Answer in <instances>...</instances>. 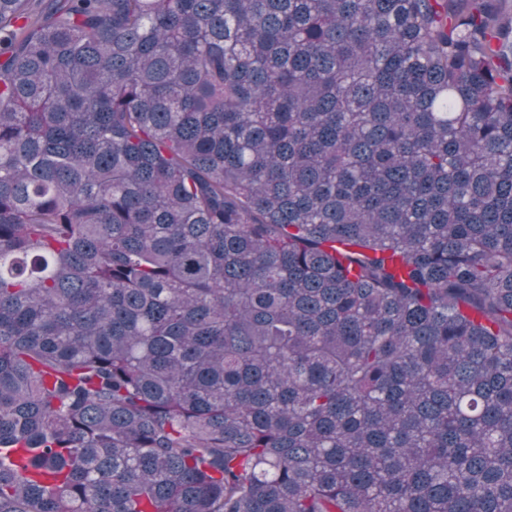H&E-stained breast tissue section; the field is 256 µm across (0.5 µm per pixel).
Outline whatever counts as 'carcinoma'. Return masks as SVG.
Here are the masks:
<instances>
[{
    "instance_id": "carcinoma-1",
    "label": "carcinoma",
    "mask_w": 512,
    "mask_h": 512,
    "mask_svg": "<svg viewBox=\"0 0 512 512\" xmlns=\"http://www.w3.org/2000/svg\"><path fill=\"white\" fill-rule=\"evenodd\" d=\"M0 0V512H512L508 0Z\"/></svg>"
}]
</instances>
